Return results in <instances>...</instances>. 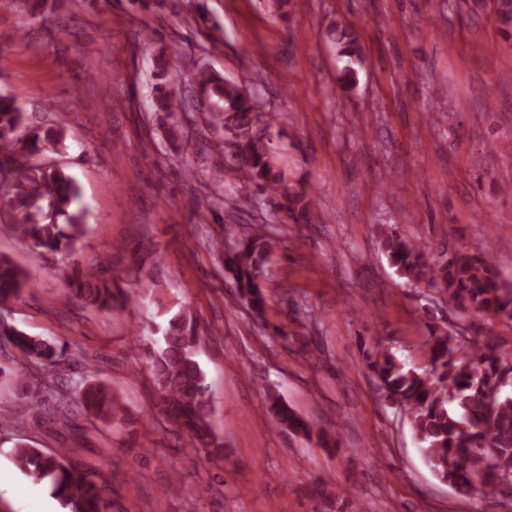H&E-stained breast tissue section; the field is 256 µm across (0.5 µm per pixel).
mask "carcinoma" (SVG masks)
<instances>
[{
  "label": "carcinoma",
  "mask_w": 512,
  "mask_h": 512,
  "mask_svg": "<svg viewBox=\"0 0 512 512\" xmlns=\"http://www.w3.org/2000/svg\"><path fill=\"white\" fill-rule=\"evenodd\" d=\"M468 15L490 11L502 33L512 37V0H464ZM341 57L360 58L361 45L345 24L329 29ZM339 89L348 93L358 84L356 70L346 65L336 73ZM155 107L164 113L165 134L172 142L183 136L175 117L173 91L157 87ZM207 126L221 130L228 146L227 162L239 176L234 184L238 197L256 193L288 214L294 223L307 220L313 197L287 184L269 149L270 141L258 123L271 129L277 116L266 110L248 87L213 71L197 70L192 89ZM51 120L45 127L27 121L13 97L0 94V159L13 161L0 182V224H6L36 253L56 256L65 273V297L100 311L124 307L131 298L112 276V260L80 267L76 254L87 233L86 211L72 204L80 195L75 178L61 164L46 159L62 148L66 124L56 103L49 101ZM379 244L397 275L409 283L424 279L434 292L448 299L458 323L433 333L427 344L433 373L408 368L388 348H379L368 367L381 389L406 413L423 453L439 479L463 495L477 492L483 498L500 495V487L512 483V393L499 384L512 374V357L499 353L496 344L482 334L474 316L512 319V288L498 280L491 249L481 254L455 251L444 259L431 258V248L403 236L389 225L379 231ZM273 244L257 231L237 238L235 248L223 255L224 273L230 276L238 298L255 319H264L267 289L264 280ZM118 250L130 253L138 275L135 283L148 292L165 288L147 273V261L156 252L140 242ZM27 273L0 254V310L24 295ZM159 339L144 349L153 375L152 407L175 425L196 451L210 459L224 457V440L211 427L210 401L204 373L196 359L200 343L197 319L183 308L158 327ZM16 348L32 366L52 367L65 356L41 338L0 322V342ZM52 413L58 423L85 412L104 423L120 417L112 387L87 376L75 382V390L53 391ZM275 423L296 434L309 436L311 426L276 394L269 395ZM15 466L33 481L50 482L68 512H107L106 485L94 479L98 471L77 469L65 449L45 453L19 444L11 452Z\"/></svg>",
  "instance_id": "obj_1"
}]
</instances>
